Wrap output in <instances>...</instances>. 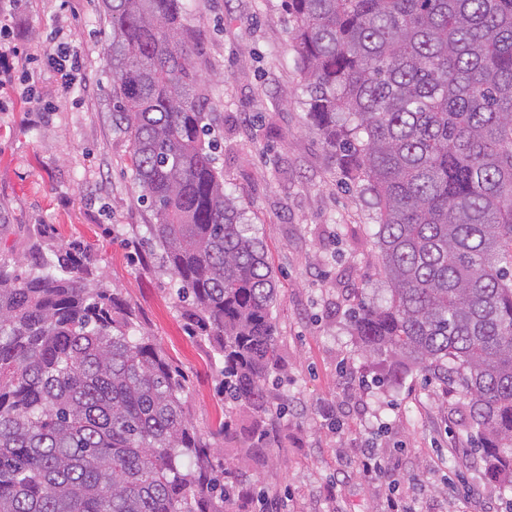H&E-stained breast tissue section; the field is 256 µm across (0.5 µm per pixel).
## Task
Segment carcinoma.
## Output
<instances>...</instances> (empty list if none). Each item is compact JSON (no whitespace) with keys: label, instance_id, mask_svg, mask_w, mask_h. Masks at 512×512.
<instances>
[{"label":"carcinoma","instance_id":"obj_1","mask_svg":"<svg viewBox=\"0 0 512 512\" xmlns=\"http://www.w3.org/2000/svg\"><path fill=\"white\" fill-rule=\"evenodd\" d=\"M306 104L367 186L388 295L358 348L470 398L481 452L512 462V0H285ZM190 0H102L113 123L147 240L203 315L224 398L269 411L277 276L224 189ZM0 258V512H224L235 486L184 413L182 376L75 243Z\"/></svg>","mask_w":512,"mask_h":512}]
</instances>
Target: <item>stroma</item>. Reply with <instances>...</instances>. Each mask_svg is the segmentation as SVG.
<instances>
[{
  "label": "stroma",
  "mask_w": 512,
  "mask_h": 512,
  "mask_svg": "<svg viewBox=\"0 0 512 512\" xmlns=\"http://www.w3.org/2000/svg\"><path fill=\"white\" fill-rule=\"evenodd\" d=\"M100 0H20L17 80L0 90V257L79 242L104 285L184 376L181 399L198 434L233 465L227 512H505L511 495L466 438L468 400L393 361L361 354L349 313L356 289L380 301L377 212L349 183L307 117L304 75L284 0H195L192 61L211 85L216 167L262 239L278 281L272 316L278 364L270 411L254 418L224 399L223 364L176 299L143 236L131 141L112 122L111 41ZM70 31L83 71L69 94L38 51ZM231 428H224V420ZM266 431L262 447L253 433ZM385 471L362 474L365 449Z\"/></svg>",
  "instance_id": "35a3bbf8"
}]
</instances>
